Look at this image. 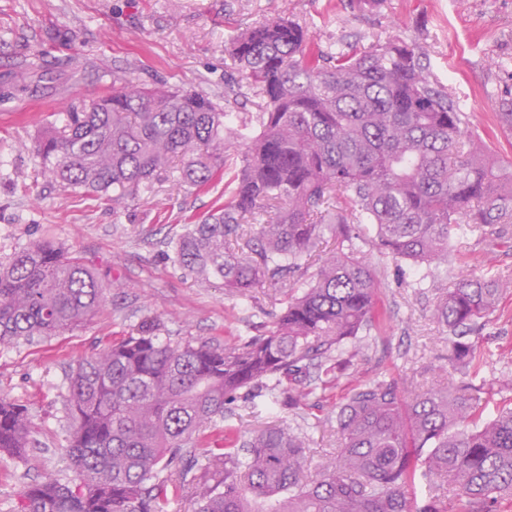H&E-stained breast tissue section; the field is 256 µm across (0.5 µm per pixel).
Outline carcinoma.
Segmentation results:
<instances>
[{"label": "carcinoma", "mask_w": 512, "mask_h": 512, "mask_svg": "<svg viewBox=\"0 0 512 512\" xmlns=\"http://www.w3.org/2000/svg\"><path fill=\"white\" fill-rule=\"evenodd\" d=\"M227 50L259 97L248 121L224 124V107L193 91L124 81L43 129L45 174L110 191L116 206L175 162L186 185L225 180L224 204L169 247L179 268L235 295L287 285L327 230L336 252L294 281L262 336L173 345L143 331L77 361L65 403L74 478L29 486L25 512H168L186 491L197 512H496L512 501V401L484 420L469 382L411 396L394 374L355 382L336 409V455L312 469L309 435L290 425L208 435L239 399L277 390L300 409L351 367L340 348L382 313L350 225H372L395 259L437 269L458 232L483 242L512 224V165L473 147L467 113L417 43L324 52L279 16ZM239 140L247 151L230 153ZM111 289L80 257L30 243L0 264V347L79 325ZM510 291L511 279L471 270L441 297L448 365L464 373L480 359L470 336ZM33 443L27 409L0 398V454L20 458ZM422 476L434 482L421 504Z\"/></svg>", "instance_id": "carcinoma-1"}]
</instances>
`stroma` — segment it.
Segmentation results:
<instances>
[{"label": "stroma", "mask_w": 512, "mask_h": 512, "mask_svg": "<svg viewBox=\"0 0 512 512\" xmlns=\"http://www.w3.org/2000/svg\"><path fill=\"white\" fill-rule=\"evenodd\" d=\"M283 14L307 30L315 47H366L399 36L420 45L433 79L467 113L482 149L512 163V0H0V262L36 240L53 242L93 267L113 289L103 307L55 336L0 348V397L28 408L36 448L22 458L0 455V512H22L31 483L73 473L63 455L71 424L65 398L77 359L155 321L172 343L233 344L272 325L287 293L264 286L243 298L222 281L197 282L171 261L168 240L190 216L208 211L223 185L181 184L170 169L113 209L105 194L61 187L43 172L34 151L38 132L75 98L106 94L113 79L151 78L206 95L223 105L229 126L256 109L244 74L226 53L247 27ZM378 281L384 311L345 354L352 366L338 388L291 410L281 398L237 404L230 427L249 434L270 424L304 427L312 460L334 454L335 409L344 389L391 372L409 391L425 390L448 353V335L435 306L471 265L497 275L512 272V233L493 248L457 237L447 269L400 275L369 225L356 227ZM481 357L469 378L493 415L512 387V295L488 316L478 339Z\"/></svg>", "instance_id": "stroma-1"}]
</instances>
